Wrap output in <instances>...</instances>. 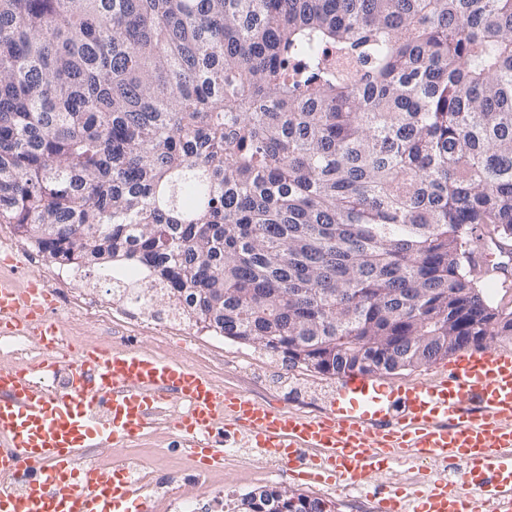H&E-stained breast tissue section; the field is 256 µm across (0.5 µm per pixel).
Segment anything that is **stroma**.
Instances as JSON below:
<instances>
[{
	"label": "stroma",
	"mask_w": 512,
	"mask_h": 512,
	"mask_svg": "<svg viewBox=\"0 0 512 512\" xmlns=\"http://www.w3.org/2000/svg\"><path fill=\"white\" fill-rule=\"evenodd\" d=\"M58 268V263L37 254L14 225L0 224V280L23 288L38 278L53 288L55 305L49 315L69 342L136 347L182 361L225 388L245 393L262 404L309 417L329 411L340 377L301 365L291 366L283 356L224 338L205 328L192 336L166 342L144 326L108 324L69 311L67 289L56 287L54 282ZM122 456L142 460L154 472V485L144 504L146 512H155L162 497L168 495L199 499L202 512H236L241 498L266 487L321 499L330 504L332 512H376L377 502L368 498V490L411 493L426 485L428 477L441 469L437 462L398 463L390 471L374 475L365 490L349 489L341 484H305L295 480L287 467L275 459L239 443L225 448L223 468L208 474L211 482L223 487V497L207 498L198 481L199 472L187 452L175 447L164 431H154L122 447L92 449L89 460L105 465Z\"/></svg>",
	"instance_id": "obj_1"
}]
</instances>
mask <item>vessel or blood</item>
<instances>
[{
  "mask_svg": "<svg viewBox=\"0 0 512 512\" xmlns=\"http://www.w3.org/2000/svg\"><path fill=\"white\" fill-rule=\"evenodd\" d=\"M52 305L45 286L0 284V335L35 337L44 350L36 365H0V512H130L142 487L114 465L85 463L84 452L161 424L202 464H223L239 437L305 483L361 487L402 458L461 462L459 481L443 474L413 495L387 494L378 512H476L480 500L512 512L510 352L461 354L447 374L407 389L350 373L333 410L308 418L141 349L91 346L63 364Z\"/></svg>",
  "mask_w": 512,
  "mask_h": 512,
  "instance_id": "1",
  "label": "vessel or blood"
}]
</instances>
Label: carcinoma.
Masks as SVG:
<instances>
[{
  "label": "carcinoma",
  "mask_w": 512,
  "mask_h": 512,
  "mask_svg": "<svg viewBox=\"0 0 512 512\" xmlns=\"http://www.w3.org/2000/svg\"><path fill=\"white\" fill-rule=\"evenodd\" d=\"M0 224L141 269L319 372L360 336L498 332L512 253V0H0ZM224 289V303L208 294ZM404 346L386 344L377 374Z\"/></svg>",
  "instance_id": "cac0c4a2"
}]
</instances>
